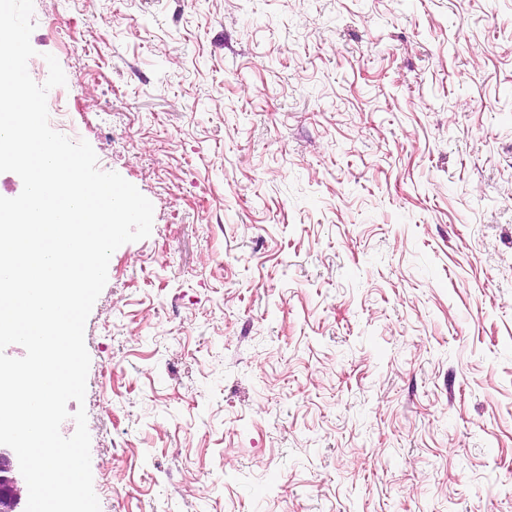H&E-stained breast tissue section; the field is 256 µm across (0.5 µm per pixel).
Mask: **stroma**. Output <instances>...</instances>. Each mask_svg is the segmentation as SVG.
<instances>
[{
  "label": "stroma",
  "instance_id": "obj_1",
  "mask_svg": "<svg viewBox=\"0 0 512 512\" xmlns=\"http://www.w3.org/2000/svg\"><path fill=\"white\" fill-rule=\"evenodd\" d=\"M34 21L154 209L85 325L100 512H512V0Z\"/></svg>",
  "mask_w": 512,
  "mask_h": 512
}]
</instances>
